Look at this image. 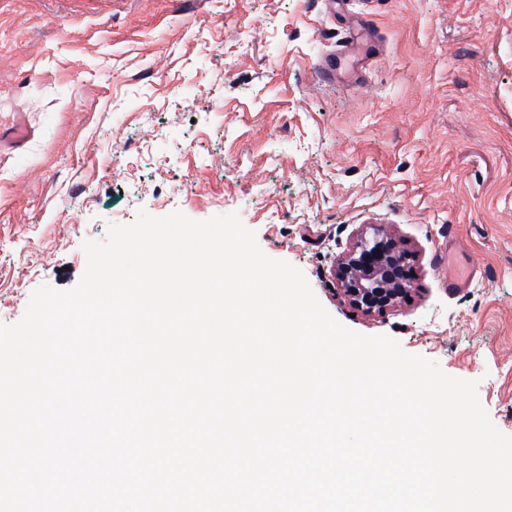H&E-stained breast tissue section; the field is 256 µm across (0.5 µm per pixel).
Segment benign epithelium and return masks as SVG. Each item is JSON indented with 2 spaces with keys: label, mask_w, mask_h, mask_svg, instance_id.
Masks as SVG:
<instances>
[{
  "label": "benign epithelium",
  "mask_w": 512,
  "mask_h": 512,
  "mask_svg": "<svg viewBox=\"0 0 512 512\" xmlns=\"http://www.w3.org/2000/svg\"><path fill=\"white\" fill-rule=\"evenodd\" d=\"M406 264L407 253L377 226L371 237H361L340 259L334 276L354 306L367 313L382 312L408 296Z\"/></svg>",
  "instance_id": "1"
}]
</instances>
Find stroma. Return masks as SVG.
Masks as SVG:
<instances>
[{
    "mask_svg": "<svg viewBox=\"0 0 512 512\" xmlns=\"http://www.w3.org/2000/svg\"><path fill=\"white\" fill-rule=\"evenodd\" d=\"M142 210L239 213L338 323L477 381L512 435V0H0V323ZM368 224L413 279L371 314L333 275Z\"/></svg>",
    "mask_w": 512,
    "mask_h": 512,
    "instance_id": "35a3bbf8",
    "label": "stroma"
}]
</instances>
